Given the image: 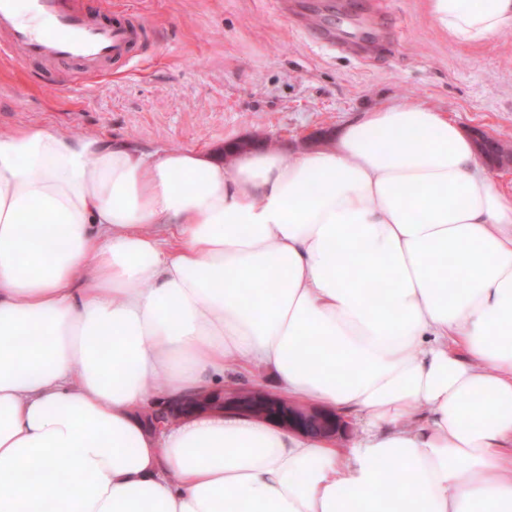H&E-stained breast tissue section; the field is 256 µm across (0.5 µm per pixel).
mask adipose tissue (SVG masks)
Wrapping results in <instances>:
<instances>
[{
    "mask_svg": "<svg viewBox=\"0 0 512 512\" xmlns=\"http://www.w3.org/2000/svg\"><path fill=\"white\" fill-rule=\"evenodd\" d=\"M426 7L455 43L512 33V0ZM258 366L362 433L149 426L155 380ZM0 512H512V194L414 100L226 163L0 133Z\"/></svg>",
    "mask_w": 512,
    "mask_h": 512,
    "instance_id": "adipose-tissue-1",
    "label": "adipose tissue"
}]
</instances>
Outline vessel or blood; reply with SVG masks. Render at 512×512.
<instances>
[{"label": "vessel or blood", "instance_id": "vessel-or-blood-1", "mask_svg": "<svg viewBox=\"0 0 512 512\" xmlns=\"http://www.w3.org/2000/svg\"><path fill=\"white\" fill-rule=\"evenodd\" d=\"M17 0H0V56L20 53L22 60L44 65L81 64L88 78L106 75L117 60L134 61L149 37L139 17L98 0H26L27 19H20Z\"/></svg>", "mask_w": 512, "mask_h": 512}]
</instances>
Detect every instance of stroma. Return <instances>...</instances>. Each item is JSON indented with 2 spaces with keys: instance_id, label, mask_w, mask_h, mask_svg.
I'll use <instances>...</instances> for the list:
<instances>
[{
  "instance_id": "stroma-1",
  "label": "stroma",
  "mask_w": 512,
  "mask_h": 512,
  "mask_svg": "<svg viewBox=\"0 0 512 512\" xmlns=\"http://www.w3.org/2000/svg\"><path fill=\"white\" fill-rule=\"evenodd\" d=\"M152 29L133 67L118 62L91 84L77 68L44 75L0 62V131L26 124L95 132L137 151L192 149L225 160L231 142L297 150L335 141L379 103L419 100L470 137L512 143V34L452 42L424 0H121ZM346 29L328 45L305 20Z\"/></svg>"
}]
</instances>
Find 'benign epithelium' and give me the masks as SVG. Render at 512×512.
<instances>
[{"instance_id":"1","label":"benign epithelium","mask_w":512,"mask_h":512,"mask_svg":"<svg viewBox=\"0 0 512 512\" xmlns=\"http://www.w3.org/2000/svg\"><path fill=\"white\" fill-rule=\"evenodd\" d=\"M208 408L250 415L295 432L317 429L321 434L334 437L341 428L334 412L290 404L279 396L257 389L232 392L222 389L195 398L163 401L152 413L151 421L161 426L172 417Z\"/></svg>"}]
</instances>
